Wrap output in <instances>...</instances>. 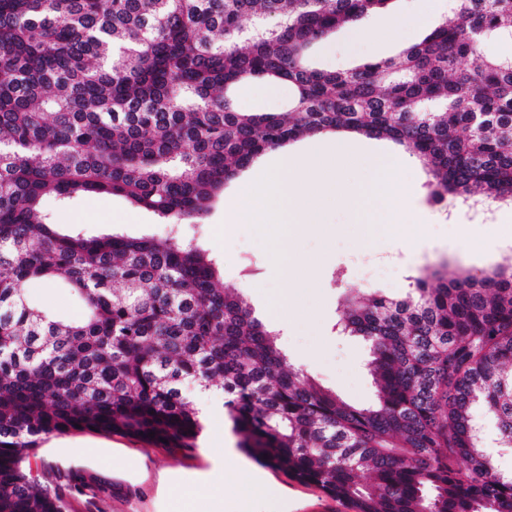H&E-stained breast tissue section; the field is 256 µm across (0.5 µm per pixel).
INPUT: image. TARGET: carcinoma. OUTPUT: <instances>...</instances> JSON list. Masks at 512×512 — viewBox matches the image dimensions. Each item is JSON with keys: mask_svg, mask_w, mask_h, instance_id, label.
<instances>
[{"mask_svg": "<svg viewBox=\"0 0 512 512\" xmlns=\"http://www.w3.org/2000/svg\"><path fill=\"white\" fill-rule=\"evenodd\" d=\"M392 2L0 0V512H69L30 463L50 436L197 447L195 390L220 396L238 447L350 512H512V469L474 416L512 456V263L346 298L337 329L368 345L377 388L356 407L179 230L60 234L40 207L107 193L197 223L258 155L341 131L416 155L435 204L512 202V0H455L396 58L308 63ZM256 80L288 83V108L240 111L232 91ZM60 277L77 321L26 295Z\"/></svg>", "mask_w": 512, "mask_h": 512, "instance_id": "carcinoma-1", "label": "carcinoma"}]
</instances>
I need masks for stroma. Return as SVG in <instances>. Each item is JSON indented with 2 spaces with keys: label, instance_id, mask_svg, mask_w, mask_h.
Listing matches in <instances>:
<instances>
[{
  "label": "stroma",
  "instance_id": "35a3bbf8",
  "mask_svg": "<svg viewBox=\"0 0 512 512\" xmlns=\"http://www.w3.org/2000/svg\"><path fill=\"white\" fill-rule=\"evenodd\" d=\"M420 0H396L395 8L370 15L357 28L343 27L310 58L320 68L343 70L370 59L397 55L418 43L425 31L403 29L401 41L389 40L387 23L393 11L414 9ZM291 97L288 85H277L274 94L262 93L254 82L236 90L239 107L246 112H279ZM427 171H420L410 187L418 206L429 218L418 233L394 237L383 231L366 235L352 210L325 205L320 225L295 234L290 248L296 263L315 264L316 281L284 283L269 276L272 256L255 226L243 219L224 223V197L236 182H228L216 196L201 223L185 224L183 235L196 238L199 246L215 259L225 284L242 288L250 304L260 295L276 297L290 293L295 312L282 334V345L290 361L303 368L322 387L336 391L347 403L360 406L374 401L376 389L366 367L365 344L338 335L336 323L343 312V295L376 292L401 296L413 277L440 263L481 277L494 266L512 260V237L488 233L471 251L456 245L463 224H512V205L496 203L487 210L463 211L456 215L434 207L427 198ZM42 207L51 214L59 232L80 231L89 236L122 233L132 237L160 236L167 227L153 214L132 207L125 199L109 194L81 196L63 204L46 196ZM404 257L401 274L381 281H360L355 268L386 256ZM343 272L334 284L335 272ZM224 438V419L210 420L198 448L191 451L162 448L120 434L72 432L45 440L31 463L35 471L49 477L70 503V512H169L174 495L187 478L203 469L204 458ZM274 480L288 495L287 512H348L319 487L299 482L282 471Z\"/></svg>",
  "mask_w": 512,
  "mask_h": 512
}]
</instances>
